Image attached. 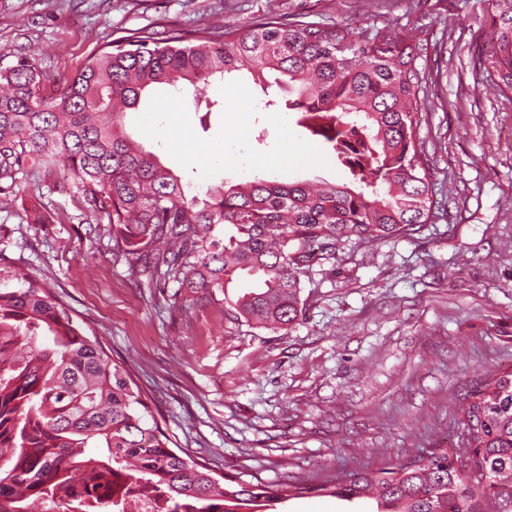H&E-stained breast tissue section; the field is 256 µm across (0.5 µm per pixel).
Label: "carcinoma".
<instances>
[{"label":"carcinoma","instance_id":"obj_1","mask_svg":"<svg viewBox=\"0 0 512 512\" xmlns=\"http://www.w3.org/2000/svg\"><path fill=\"white\" fill-rule=\"evenodd\" d=\"M495 40L483 80L512 98V0H490ZM418 46L389 27L353 34L338 24L271 14L240 31L206 25L165 37L141 30L107 42L63 86L35 59L0 69V195L28 179L81 195L107 221L112 253L188 292L251 284L233 317L286 330L302 315V278L340 242L410 237L434 208L416 142ZM275 71L297 124L331 148L348 184L221 182L189 195L181 177L131 140L126 110L165 85L205 94L242 72ZM229 225L228 237L214 228ZM464 443L483 478L465 473L460 449L439 448L392 469L332 474L313 488L271 489L257 476L222 485L150 415L125 366L86 334L58 296L24 276L0 287V512H30L76 480L117 472L120 494L161 491L171 512H245L259 500L323 491L375 512H508L512 507V371L495 372L460 408Z\"/></svg>","mask_w":512,"mask_h":512}]
</instances>
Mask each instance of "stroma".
<instances>
[{
	"instance_id": "35a3bbf8",
	"label": "stroma",
	"mask_w": 512,
	"mask_h": 512,
	"mask_svg": "<svg viewBox=\"0 0 512 512\" xmlns=\"http://www.w3.org/2000/svg\"><path fill=\"white\" fill-rule=\"evenodd\" d=\"M489 0H0V68L33 56L65 79L96 45L262 16L391 27L419 44L417 139L435 207L409 238L341 242L302 280L303 316L285 330L229 315L113 260L80 196L20 181L0 198V282L35 275L129 369L174 447L214 477L320 483L380 471L456 443L464 398L512 368V100L485 87ZM212 108L159 90L127 111L128 134L197 191L225 180L348 182L349 172L281 99L248 77L206 89ZM274 512H370L313 493Z\"/></svg>"
}]
</instances>
